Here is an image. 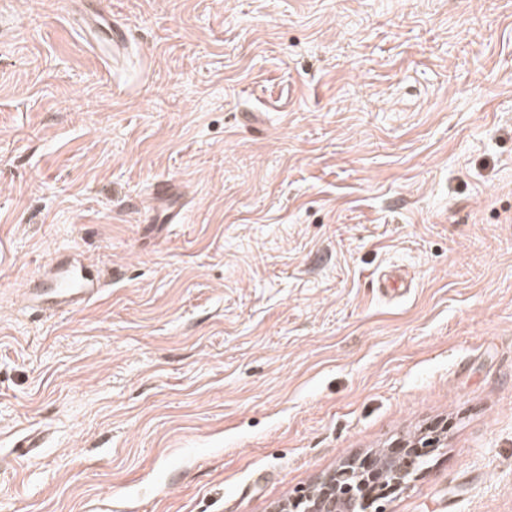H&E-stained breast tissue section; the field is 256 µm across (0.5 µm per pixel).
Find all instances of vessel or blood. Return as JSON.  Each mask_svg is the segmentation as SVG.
I'll use <instances>...</instances> for the list:
<instances>
[{
    "label": "vessel or blood",
    "instance_id": "vessel-or-blood-1",
    "mask_svg": "<svg viewBox=\"0 0 512 512\" xmlns=\"http://www.w3.org/2000/svg\"><path fill=\"white\" fill-rule=\"evenodd\" d=\"M83 30L87 35L101 31L112 34L109 55H117L128 44L126 32L111 20L87 18ZM35 286L25 295L28 302L49 314L74 313L96 301L103 292L104 284L93 267L73 261L62 264L46 263L33 277Z\"/></svg>",
    "mask_w": 512,
    "mask_h": 512
}]
</instances>
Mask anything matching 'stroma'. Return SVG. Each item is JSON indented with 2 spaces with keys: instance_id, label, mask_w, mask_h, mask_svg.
<instances>
[{
  "instance_id": "35a3bbf8",
  "label": "stroma",
  "mask_w": 512,
  "mask_h": 512,
  "mask_svg": "<svg viewBox=\"0 0 512 512\" xmlns=\"http://www.w3.org/2000/svg\"><path fill=\"white\" fill-rule=\"evenodd\" d=\"M8 2L0 512H276L432 427L387 512H512V0ZM83 31L91 37V40L94 41V35L100 31H110L112 34V42L110 48L107 52H105V57H115L118 53L123 51L128 44V37L126 32L117 26L115 23H112L111 20L100 17V19H96L95 17H88L86 23L83 24ZM32 279L42 287L30 288L25 299L50 315L82 310L96 301L104 288L93 267L77 260L61 264L53 258Z\"/></svg>"
}]
</instances>
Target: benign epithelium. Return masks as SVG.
<instances>
[{"label": "benign epithelium", "instance_id": "benign-epithelium-1", "mask_svg": "<svg viewBox=\"0 0 512 512\" xmlns=\"http://www.w3.org/2000/svg\"><path fill=\"white\" fill-rule=\"evenodd\" d=\"M436 437L396 441L364 463L348 461L300 495L303 512H386L385 500L421 472Z\"/></svg>", "mask_w": 512, "mask_h": 512}]
</instances>
